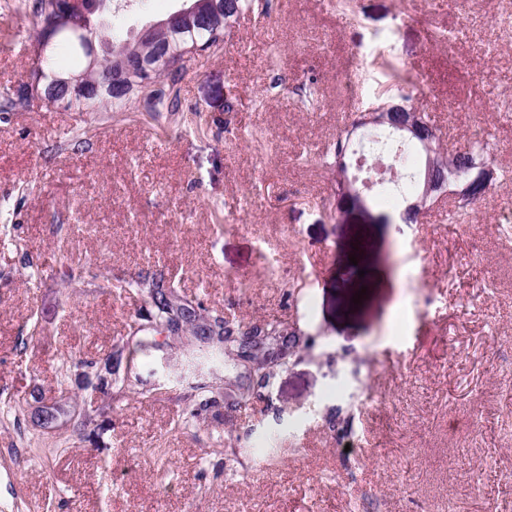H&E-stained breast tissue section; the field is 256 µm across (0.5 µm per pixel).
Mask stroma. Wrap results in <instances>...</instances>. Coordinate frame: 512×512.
Here are the masks:
<instances>
[{
    "label": "stroma",
    "instance_id": "obj_1",
    "mask_svg": "<svg viewBox=\"0 0 512 512\" xmlns=\"http://www.w3.org/2000/svg\"><path fill=\"white\" fill-rule=\"evenodd\" d=\"M28 2L0 0V89L32 77ZM262 3L181 75L176 114L140 100L0 112V401H26L20 425L0 422V512H512V9ZM176 5L133 0L116 29ZM386 59L419 65L405 91L447 146L489 142L505 172L466 228L444 203L415 224L387 202L339 212L319 156L380 90ZM62 256L82 278L63 276ZM155 269L211 314L293 322L316 344L268 398L182 431L181 403L149 398L192 374L170 337L113 406L83 387L82 363L126 341L144 302L124 282ZM62 399L90 415L85 436L33 425ZM334 407L347 434L328 423ZM266 435L279 453L252 462L244 448Z\"/></svg>",
    "mask_w": 512,
    "mask_h": 512
}]
</instances>
